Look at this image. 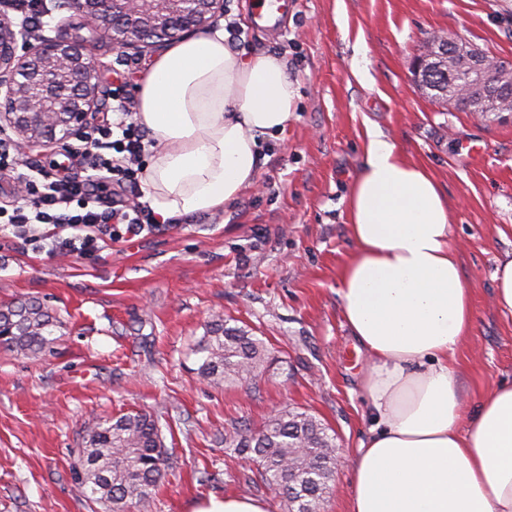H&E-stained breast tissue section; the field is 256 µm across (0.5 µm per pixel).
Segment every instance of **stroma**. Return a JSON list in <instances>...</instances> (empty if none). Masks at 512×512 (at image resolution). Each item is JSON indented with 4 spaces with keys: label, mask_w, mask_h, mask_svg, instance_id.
Masks as SVG:
<instances>
[{
    "label": "stroma",
    "mask_w": 512,
    "mask_h": 512,
    "mask_svg": "<svg viewBox=\"0 0 512 512\" xmlns=\"http://www.w3.org/2000/svg\"><path fill=\"white\" fill-rule=\"evenodd\" d=\"M244 33L233 50L284 56L299 89L286 132L266 143L255 186L231 205L95 257L49 258L0 236V304L37 298L60 322L35 358L0 348V512H108L74 480L87 427L130 411L158 416L172 466L152 512L246 494L282 512L249 463L224 446L234 425L301 408L336 435L343 458L324 512H345L351 450L369 427L365 358L345 326L337 271L353 250L343 201L366 161L367 126L423 164L450 205L452 242L476 307L459 383L476 401L512 380V320L491 273L512 255V112H459L413 83L429 36L460 37L512 59V0H291L280 30L252 25L253 0H224ZM102 90L137 97L156 55L107 45ZM241 321L275 361L242 387L215 388L194 352L214 316Z\"/></svg>",
    "instance_id": "35a3bbf8"
}]
</instances>
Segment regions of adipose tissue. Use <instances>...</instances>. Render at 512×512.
Returning a JSON list of instances; mask_svg holds the SVG:
<instances>
[{"mask_svg": "<svg viewBox=\"0 0 512 512\" xmlns=\"http://www.w3.org/2000/svg\"><path fill=\"white\" fill-rule=\"evenodd\" d=\"M296 98L284 57L232 51L220 29L160 54L138 102L160 144L143 171L160 221L236 201ZM346 202L355 249L338 295L369 359L361 389L371 420L349 459L346 512H512V383L463 404L457 354L476 313L446 196L371 128Z\"/></svg>", "mask_w": 512, "mask_h": 512, "instance_id": "ef3b65f1", "label": "adipose tissue"}]
</instances>
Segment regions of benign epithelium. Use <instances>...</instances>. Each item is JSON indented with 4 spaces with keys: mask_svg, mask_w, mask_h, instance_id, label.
Here are the masks:
<instances>
[{
    "mask_svg": "<svg viewBox=\"0 0 512 512\" xmlns=\"http://www.w3.org/2000/svg\"><path fill=\"white\" fill-rule=\"evenodd\" d=\"M41 33L28 19L0 7V137L21 149L81 141L99 110L97 73L103 67L88 44L158 48L201 32L224 16V0H41ZM77 17L88 35L69 32ZM463 61L491 95L484 76L489 56L478 49Z\"/></svg>",
    "mask_w": 512,
    "mask_h": 512,
    "instance_id": "7a95c632",
    "label": "benign epithelium"
}]
</instances>
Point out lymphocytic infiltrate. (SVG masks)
Returning <instances> with one entry per match:
<instances>
[{"label": "lymphocytic infiltrate", "instance_id": "f902f5d3", "mask_svg": "<svg viewBox=\"0 0 512 512\" xmlns=\"http://www.w3.org/2000/svg\"><path fill=\"white\" fill-rule=\"evenodd\" d=\"M112 98V123L88 132L79 147L85 174L20 175L26 196L0 202L1 233L32 239L47 256L57 257L92 256L125 237L158 230L149 203L116 208L102 194L111 184L137 190L142 157L154 144L123 88H116Z\"/></svg>", "mask_w": 512, "mask_h": 512}]
</instances>
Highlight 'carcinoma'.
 I'll return each instance as SVG.
<instances>
[{
	"label": "carcinoma",
	"instance_id": "cac0c4a2",
	"mask_svg": "<svg viewBox=\"0 0 512 512\" xmlns=\"http://www.w3.org/2000/svg\"><path fill=\"white\" fill-rule=\"evenodd\" d=\"M430 67L421 81L438 102L473 81L454 64L469 45L437 35L427 39ZM58 319L36 299L0 305V348L22 357L45 352L57 341ZM197 374L215 386H234L256 379L271 366L265 340L245 325L217 316L196 345ZM224 444L254 468L252 483H262L279 499L284 512H321L335 485L336 436L316 417L291 408L270 417L256 430L235 426L224 431ZM171 453L159 419L144 411L126 413L87 429L76 466L83 496L108 504L110 512L151 507L169 468Z\"/></svg>",
	"mask_w": 512,
	"mask_h": 512
}]
</instances>
